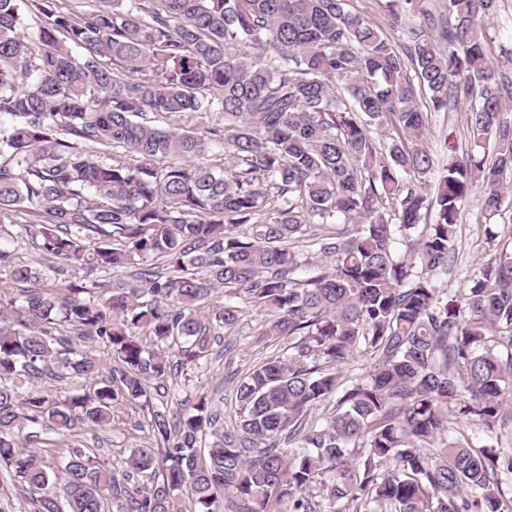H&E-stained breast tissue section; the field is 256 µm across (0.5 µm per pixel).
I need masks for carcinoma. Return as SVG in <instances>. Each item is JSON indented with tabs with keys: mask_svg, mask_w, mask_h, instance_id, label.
Listing matches in <instances>:
<instances>
[{
	"mask_svg": "<svg viewBox=\"0 0 512 512\" xmlns=\"http://www.w3.org/2000/svg\"><path fill=\"white\" fill-rule=\"evenodd\" d=\"M19 2L0 0V112L15 118L0 240L24 216L51 266L0 246V469L36 512H316V493L353 512H512V448L489 455L448 418L459 403L512 434V252L459 300L432 284L472 189L489 216L512 197V80L478 27L499 0L418 10L403 57L348 0H28L35 41ZM464 102L495 163L448 141L430 197L428 112ZM420 223L418 271L393 244ZM298 236L326 265L290 247ZM222 289L292 349L239 380L236 432L204 395L155 402L171 345L196 365L237 322L228 303L202 316ZM360 348L379 357L364 383L317 365ZM109 360L119 375L102 376ZM68 375L84 387L48 385ZM128 405L150 411L149 438L116 470L74 437Z\"/></svg>",
	"mask_w": 512,
	"mask_h": 512,
	"instance_id": "obj_1",
	"label": "carcinoma"
}]
</instances>
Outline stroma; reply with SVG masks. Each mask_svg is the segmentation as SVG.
Returning <instances> with one entry per match:
<instances>
[{
  "label": "stroma",
  "mask_w": 512,
  "mask_h": 512,
  "mask_svg": "<svg viewBox=\"0 0 512 512\" xmlns=\"http://www.w3.org/2000/svg\"><path fill=\"white\" fill-rule=\"evenodd\" d=\"M481 35L490 60L501 73L512 77V0H502L499 14L480 24ZM467 106L452 112H435L430 116V134L425 143L433 155H441L446 137H453L460 151L471 146ZM481 191H473L461 207L454 259L446 273L435 279V285L447 289L449 296H458L466 288L469 277L490 262L502 250L512 249V205H504L493 218H486L482 209ZM242 314L238 326L227 342H215L208 360L196 365H181L178 355L169 358V398L181 401L198 395L207 396L219 410L225 429H233L239 419L235 402L236 377L244 376L260 359L283 353L287 342L262 336L265 313L245 300H238ZM150 419L148 410L127 408L114 428L81 429L78 435L83 446L113 467H120L128 448L147 437Z\"/></svg>",
  "instance_id": "1"
}]
</instances>
